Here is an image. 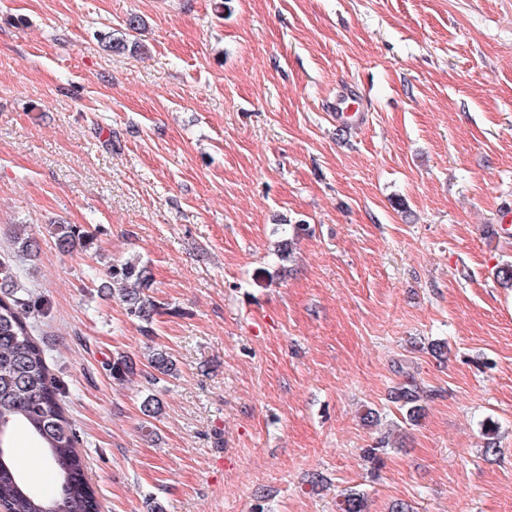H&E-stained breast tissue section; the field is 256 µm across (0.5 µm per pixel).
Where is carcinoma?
I'll return each mask as SVG.
<instances>
[{
    "mask_svg": "<svg viewBox=\"0 0 512 512\" xmlns=\"http://www.w3.org/2000/svg\"><path fill=\"white\" fill-rule=\"evenodd\" d=\"M58 249L71 253L92 249L93 236L75 224L50 225ZM18 251L32 254L37 241L25 229L13 236ZM107 277L120 285L118 300L131 318L149 325L159 305L149 294L152 274L148 264L132 258L108 266ZM18 268L0 261V431L3 446L11 447L15 428H24L35 440V449L51 465L60 487L58 495L32 491L15 464L0 469V507L5 512H99L97 492L90 484L86 467L78 451V438L64 409L58 402L59 384L50 373L47 353L38 342L30 322L31 306L17 288ZM152 380L176 375L174 359L163 350L148 355ZM135 359L118 355L112 359V378L127 381L137 375ZM425 391L417 384H401L391 390L390 402L406 411V419L422 416ZM339 512H364V498L350 492L340 503Z\"/></svg>",
    "mask_w": 512,
    "mask_h": 512,
    "instance_id": "cac0c4a2",
    "label": "carcinoma"
}]
</instances>
